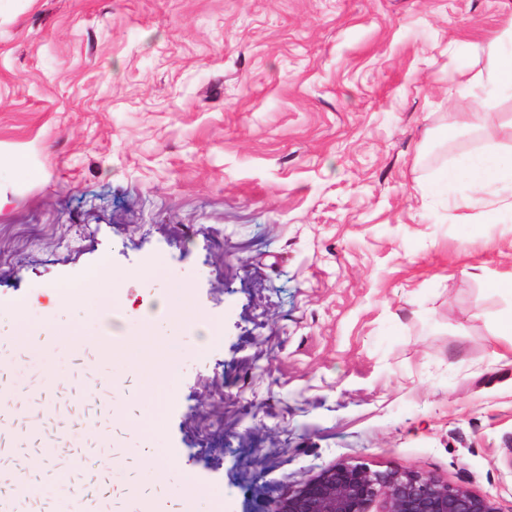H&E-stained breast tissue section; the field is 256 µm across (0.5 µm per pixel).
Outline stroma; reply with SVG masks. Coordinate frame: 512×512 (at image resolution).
Instances as JSON below:
<instances>
[{
  "mask_svg": "<svg viewBox=\"0 0 512 512\" xmlns=\"http://www.w3.org/2000/svg\"><path fill=\"white\" fill-rule=\"evenodd\" d=\"M512 0H0V322L59 313L53 349L0 380V467L28 461L36 400L75 429L65 335L94 312L41 289L91 271L128 312L167 282L216 321L176 378L105 358L122 411L119 512H269L341 464L402 467L512 512V209L440 178L488 142L512 165V96L464 126L476 47ZM461 123L458 135L443 129ZM156 271L155 281L139 279Z\"/></svg>",
  "mask_w": 512,
  "mask_h": 512,
  "instance_id": "obj_1",
  "label": "stroma"
}]
</instances>
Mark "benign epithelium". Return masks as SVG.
<instances>
[{
	"label": "benign epithelium",
	"mask_w": 512,
	"mask_h": 512,
	"mask_svg": "<svg viewBox=\"0 0 512 512\" xmlns=\"http://www.w3.org/2000/svg\"><path fill=\"white\" fill-rule=\"evenodd\" d=\"M272 512H496L493 503L463 487L403 468L372 470L364 464L323 470L290 488Z\"/></svg>",
	"instance_id": "benign-epithelium-1"
}]
</instances>
